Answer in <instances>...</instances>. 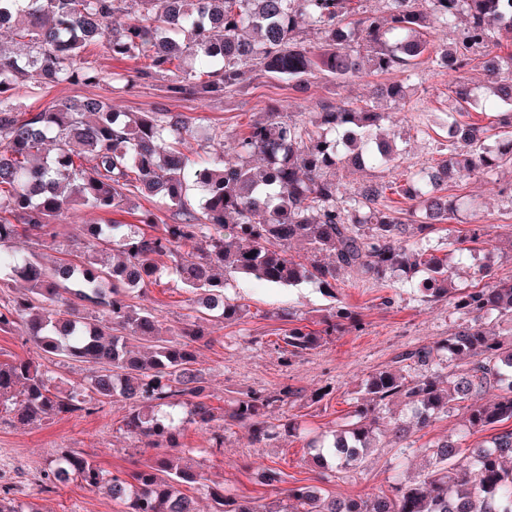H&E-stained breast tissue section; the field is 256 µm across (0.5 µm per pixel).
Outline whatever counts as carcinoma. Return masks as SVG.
Instances as JSON below:
<instances>
[{"instance_id": "carcinoma-1", "label": "carcinoma", "mask_w": 512, "mask_h": 512, "mask_svg": "<svg viewBox=\"0 0 512 512\" xmlns=\"http://www.w3.org/2000/svg\"><path fill=\"white\" fill-rule=\"evenodd\" d=\"M368 13L363 0H0V25L12 29L26 51L0 46V272L15 277L27 267L26 292L0 305V332L22 328L36 357L0 361V409L20 424L73 414L93 415L118 395L130 404L128 434L154 448H177L180 426L160 412L181 405L184 422L213 430L224 444V413L204 400L194 343V323L174 336L159 335L149 309L132 293L175 275L224 321L244 309L224 297V280L239 276L263 284L312 282L326 293L340 271L378 282L425 274L420 291L428 301L452 302L464 326L431 346L402 355L414 374L384 370L365 381L349 420L312 442L322 468L351 469L363 452L388 432L396 448H409L410 426L421 430L441 413L463 403L467 432L512 421V339L490 333L486 321L512 319V279L482 288L458 286L448 258L463 262L478 230L448 242L439 256L427 236L468 207L443 193L451 180L476 170L492 172L512 161V0H381ZM117 12L130 16L121 29L109 27ZM435 20L458 32L452 46L428 51L424 30ZM305 29L321 35L309 46ZM103 45L114 59H144L138 77H166L174 93L239 91L259 76L295 87L320 76L341 87L367 63L377 73L412 68L426 59L441 66L455 61L450 91L458 103L448 113V156L430 169L407 174L402 195L416 202L407 216L378 207L385 187L369 184L342 205L336 170L345 165L381 167L394 161L390 115L347 103L325 107L315 119L288 118L268 110L238 137V160L205 148H187V121L159 108L114 112L85 97L32 112L20 102L30 80L93 85L100 72L88 59ZM483 51L494 103L487 105L462 75L472 54ZM501 109L497 121L479 126L465 120L476 109ZM156 198L173 212L171 224L136 204ZM80 206L124 212L132 222L84 225L83 250L59 242L62 254L45 267L19 242L56 238L59 223ZM301 243L309 262L287 255ZM194 246L188 256L182 248ZM102 310L94 318L79 306ZM355 320L345 305L332 308L324 328L294 326L279 349L292 357L318 346L322 336ZM148 342L147 358L127 349L128 337ZM64 357L94 365L84 395L56 380L45 362ZM491 403L479 402L487 389ZM294 393L287 388L253 394L233 403L230 418L248 428L255 442L297 436L295 418L278 426L264 420ZM400 402L411 424L384 416ZM464 436L426 448L429 464L415 481H397L386 493L338 498L314 486L288 489L286 503L271 508L255 499L211 489V512H512V426L487 443L463 447ZM76 478L105 489L121 512H197L184 486L197 474L181 457L164 454L122 474L106 476L89 454L69 452L54 460L44 490Z\"/></svg>"}]
</instances>
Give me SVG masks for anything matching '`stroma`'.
Segmentation results:
<instances>
[{
    "mask_svg": "<svg viewBox=\"0 0 512 512\" xmlns=\"http://www.w3.org/2000/svg\"><path fill=\"white\" fill-rule=\"evenodd\" d=\"M92 61L101 73L98 84H33L24 93L23 104L36 110L91 96L108 101L119 112H148L163 105L190 122L222 130V137L212 140L209 150L232 157L238 135L256 113L273 107L288 115L309 117L326 104L351 102L361 106L371 102L377 85L399 82L405 87V100L379 104L382 111L396 118L399 158L389 167L341 171L345 198H353L364 185L377 182L387 187L383 205L409 208V200L396 192L406 174L435 165L446 155L448 113L453 105L449 88L456 75L429 64L408 72L366 70L342 88L320 78L301 89L277 79L259 78L240 91L179 95L171 93L162 78L139 81L130 94L119 90L114 75L134 74L141 66L139 60L113 59L99 46ZM510 181L512 164H506L492 176L477 174L449 185V195L469 199L471 205L459 212L449 227L432 233L431 245L444 249L449 235L465 234L478 225L486 229L467 267L459 270L457 283L479 285L477 271L485 264L490 265L495 278H512V197L501 192L502 185ZM224 294L243 305L244 313L235 322L211 317L201 324L197 366L203 373L207 402L227 408L245 395L286 387L295 396L291 403L273 409L269 422L279 425L295 417L316 434L343 422L360 396L361 383L370 375L399 368L403 353L447 338L461 324L449 301L426 303L412 290L347 272L337 275L330 295L310 283L274 287L240 277L228 278ZM135 302L154 310L167 333L184 327L190 308L188 292L173 278L149 287ZM336 305L357 312L358 326L349 325L336 335L323 337L319 347L298 357L285 358L275 348L277 336L286 329L303 325L318 328ZM325 387L329 395L315 401V394ZM127 412V403L116 397L92 416H66L26 426L0 420V491L9 490L20 502L37 503L44 512H120L119 504L81 481L72 480L47 491L43 480L50 462L66 449L95 456L101 467L113 474L154 457L155 449L126 433L122 419ZM179 442L178 455L198 475L190 493L201 512H208V491L218 484L249 498L275 500L276 490L262 482L261 474L267 468L280 474L285 488L314 485L338 496L358 497L388 490L395 478L417 475L423 464L417 455L398 462L395 448L383 441L357 468L325 474L313 466L305 438L284 435L256 444L246 428L234 423L222 448H213L210 431L194 424L185 425Z\"/></svg>",
    "mask_w": 512,
    "mask_h": 512,
    "instance_id": "35a3bbf8",
    "label": "stroma"
}]
</instances>
